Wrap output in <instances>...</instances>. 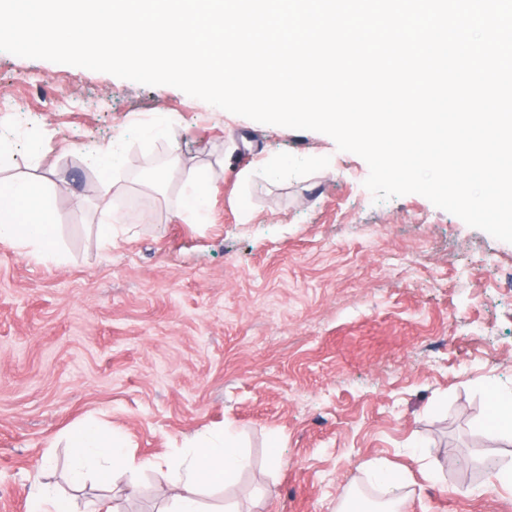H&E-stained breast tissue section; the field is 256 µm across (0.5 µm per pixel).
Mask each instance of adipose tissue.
<instances>
[{"mask_svg":"<svg viewBox=\"0 0 512 512\" xmlns=\"http://www.w3.org/2000/svg\"><path fill=\"white\" fill-rule=\"evenodd\" d=\"M0 243L39 259H59L57 226L40 184L26 178L0 183ZM74 442L70 473L74 483L85 480L87 466L93 460L123 465L133 473L138 470L118 435H105L95 427L84 426L75 430ZM247 465L248 459L232 435L224 432L199 437L189 458L168 465L171 512H204L199 499L202 485H223Z\"/></svg>","mask_w":512,"mask_h":512,"instance_id":"ef3b65f1","label":"adipose tissue"}]
</instances>
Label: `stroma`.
Wrapping results in <instances>:
<instances>
[{"instance_id":"obj_1","label":"stroma","mask_w":512,"mask_h":512,"mask_svg":"<svg viewBox=\"0 0 512 512\" xmlns=\"http://www.w3.org/2000/svg\"><path fill=\"white\" fill-rule=\"evenodd\" d=\"M89 144L125 160L107 206ZM158 154L163 183L129 175ZM194 169L215 178L189 215ZM368 173L319 132L0 52V176L45 179L62 250L0 244V512H28L38 482L76 512H167L166 462L222 430L250 465L205 491L207 512L375 502L371 463L404 472V512H512L469 476L512 467L486 425L488 389L512 391V243L419 194L374 202ZM84 423L124 438L137 488L97 465L70 483Z\"/></svg>"}]
</instances>
